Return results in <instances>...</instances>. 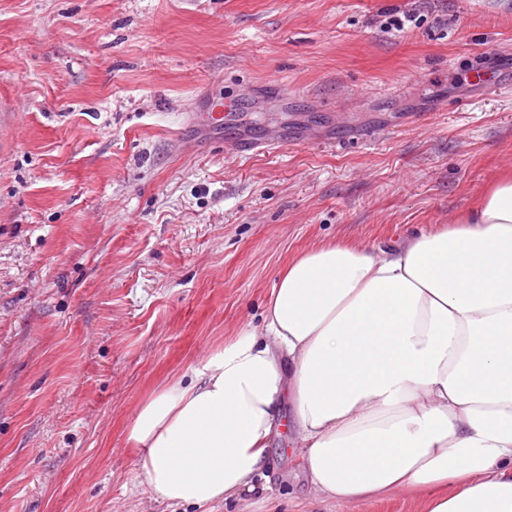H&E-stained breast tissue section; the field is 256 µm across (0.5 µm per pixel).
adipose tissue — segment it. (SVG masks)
I'll return each mask as SVG.
<instances>
[{"mask_svg": "<svg viewBox=\"0 0 512 512\" xmlns=\"http://www.w3.org/2000/svg\"><path fill=\"white\" fill-rule=\"evenodd\" d=\"M283 424L317 501L413 489L428 512H512V178L396 245L292 259L260 325L156 392L129 438L153 494L204 508L252 490Z\"/></svg>", "mask_w": 512, "mask_h": 512, "instance_id": "1", "label": "adipose tissue"}]
</instances>
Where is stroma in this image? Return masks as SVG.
Listing matches in <instances>:
<instances>
[{"instance_id":"1","label":"stroma","mask_w":512,"mask_h":512,"mask_svg":"<svg viewBox=\"0 0 512 512\" xmlns=\"http://www.w3.org/2000/svg\"><path fill=\"white\" fill-rule=\"evenodd\" d=\"M505 175L512 0H0V512H195L149 493L140 406L290 258L452 223ZM255 485L213 512H336L287 434ZM288 134L280 135L277 140H257L247 136H240L235 139L230 147L231 150L239 155L257 154L278 149L285 141H288Z\"/></svg>"}]
</instances>
